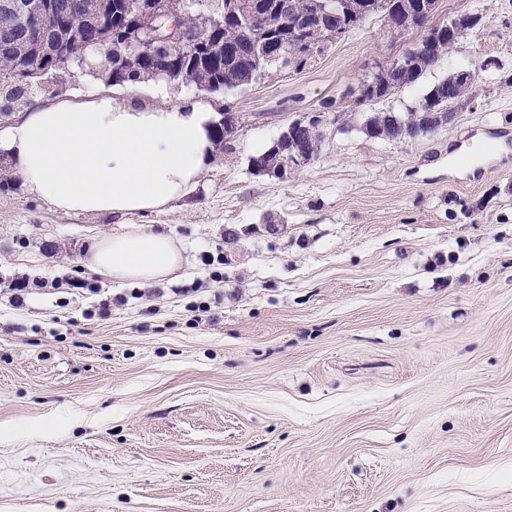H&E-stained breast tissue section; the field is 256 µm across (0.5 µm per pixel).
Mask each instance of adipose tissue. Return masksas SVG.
Instances as JSON below:
<instances>
[{"mask_svg": "<svg viewBox=\"0 0 512 512\" xmlns=\"http://www.w3.org/2000/svg\"><path fill=\"white\" fill-rule=\"evenodd\" d=\"M137 84L33 105L0 128L26 188L67 212L126 216L161 211L195 188L215 152L219 119L207 102L141 104ZM182 263L168 236L141 229L96 242L88 264L112 281L156 282Z\"/></svg>", "mask_w": 512, "mask_h": 512, "instance_id": "1", "label": "adipose tissue"}]
</instances>
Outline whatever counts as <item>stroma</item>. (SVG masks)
I'll list each match as a JSON object with an SVG mask.
<instances>
[{
  "instance_id": "stroma-1",
  "label": "stroma",
  "mask_w": 512,
  "mask_h": 512,
  "mask_svg": "<svg viewBox=\"0 0 512 512\" xmlns=\"http://www.w3.org/2000/svg\"><path fill=\"white\" fill-rule=\"evenodd\" d=\"M461 13L480 25L388 101L406 112L489 61L435 134L373 139L366 108L342 111L420 37L376 16L300 69L205 94L243 123L161 212L0 191V512H512V0H439L437 20ZM314 115L309 165L252 171ZM137 228L182 246L174 276L89 267ZM76 274L99 294H73Z\"/></svg>"
}]
</instances>
